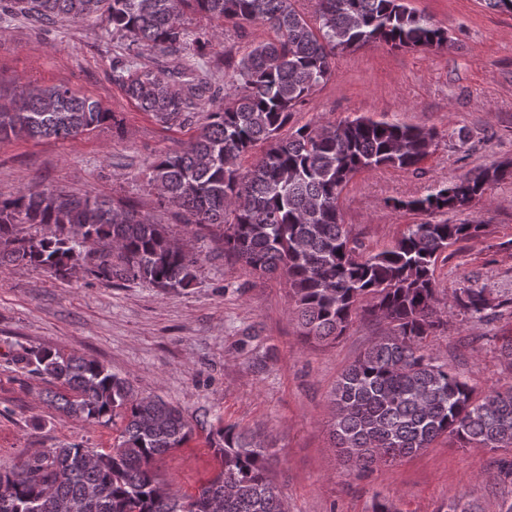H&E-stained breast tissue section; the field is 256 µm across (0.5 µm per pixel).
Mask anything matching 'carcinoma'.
Wrapping results in <instances>:
<instances>
[{"mask_svg": "<svg viewBox=\"0 0 512 512\" xmlns=\"http://www.w3.org/2000/svg\"><path fill=\"white\" fill-rule=\"evenodd\" d=\"M188 11L220 25L260 24L273 36L238 59L228 50L212 68L194 66L189 58L204 56L208 39L190 35ZM0 14L49 24L100 14L112 38L136 49L113 69V80L139 109L166 124L205 113L183 149L151 162L148 186L158 206L181 210L185 223L224 226V251L249 272L285 278L305 338L332 342L360 314L384 317L388 332L369 342L332 391L331 435L348 467L367 473L442 436L462 448L512 451V385L478 396L428 349L444 325L433 305L438 259L482 225L409 224L389 248L367 254L340 219V194L356 174L418 168L436 133L362 116L285 132L331 79L336 54L372 43L441 47L447 30L404 0H317V27L295 0H5ZM221 67L222 88L212 82V69ZM110 118L99 101L64 85L22 88L0 102V139H72ZM257 146L261 157L242 170L241 156ZM506 176L503 165L485 167L388 206L427 216L465 210ZM22 224L48 232L26 237ZM78 265L98 277L176 291L195 281L198 258L163 225L98 196L26 189L0 201V268H44L65 279ZM453 295L463 314L485 317L486 289ZM16 362L63 387L57 401L66 414L97 423L119 418L121 426L94 462L90 449L72 443L0 468V512H286L270 476L271 446L256 434L218 428L210 440L217 470L182 498L155 467L192 434L178 407L138 395L128 379L76 354L25 349Z\"/></svg>", "mask_w": 512, "mask_h": 512, "instance_id": "carcinoma-1", "label": "carcinoma"}]
</instances>
